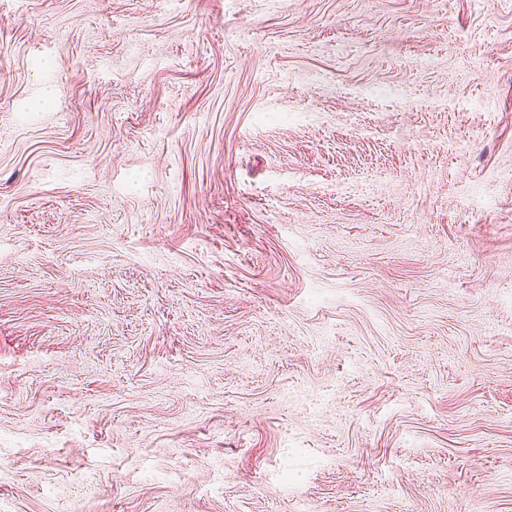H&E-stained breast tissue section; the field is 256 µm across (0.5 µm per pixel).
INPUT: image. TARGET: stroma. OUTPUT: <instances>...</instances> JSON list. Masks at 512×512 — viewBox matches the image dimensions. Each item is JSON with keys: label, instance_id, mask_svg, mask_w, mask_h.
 <instances>
[{"label": "stroma", "instance_id": "1", "mask_svg": "<svg viewBox=\"0 0 512 512\" xmlns=\"http://www.w3.org/2000/svg\"><path fill=\"white\" fill-rule=\"evenodd\" d=\"M0 512H512V0H0Z\"/></svg>", "mask_w": 512, "mask_h": 512}]
</instances>
